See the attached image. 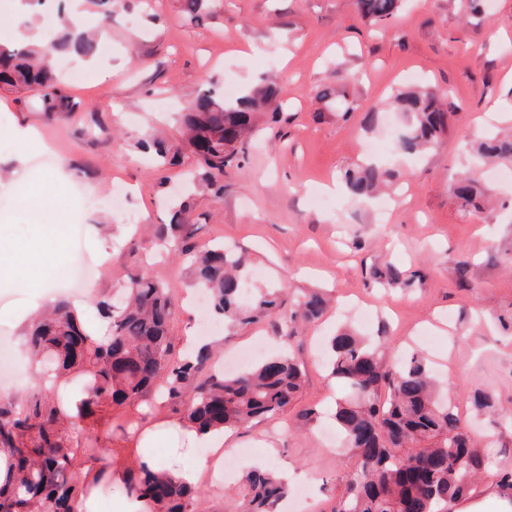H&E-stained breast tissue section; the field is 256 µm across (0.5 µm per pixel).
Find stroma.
Here are the masks:
<instances>
[{"mask_svg":"<svg viewBox=\"0 0 512 512\" xmlns=\"http://www.w3.org/2000/svg\"><path fill=\"white\" fill-rule=\"evenodd\" d=\"M126 3L108 22L83 9L82 25L101 29L112 51L90 64L68 58L69 72L91 75L65 84L73 112L50 121L37 93L0 90V196L11 200L0 207V238L15 245L12 262L0 266V336L27 359L24 330L37 295L29 279L51 283L56 269L75 258L97 266L83 293L69 297L81 302L87 328L101 323L100 302L146 269L179 301L171 335L195 336L191 271L160 246L171 234L162 202L199 168L174 110L200 89L218 95L225 84L243 90L270 77L280 92L278 120L258 116L261 139L245 163L225 172L223 197L196 192L187 222L194 242L221 243L245 259L249 295L278 287L289 305L319 290L330 305L322 320L297 323L291 335L277 319L219 327L213 363L261 339L266 354L289 353L305 372L294 408L241 429L238 445L250 454L239 471L263 458L290 486L309 488L307 512H331L345 496L353 457L327 443L322 430L347 392L319 360L324 338L344 325L366 336L385 332L390 352L426 354L483 441L489 470L512 463V422L495 424L470 404L474 392L484 391L512 410V332L495 322L512 311V163L480 177L493 209L467 212L449 191L468 165V136L512 126V0H484L470 19L464 0H407L387 26L362 20L356 0H207L197 21L178 0ZM327 84L344 88L354 111L320 108L316 91ZM424 86L451 104V128L439 148L406 156L394 147L400 116L375 106ZM18 127L33 128L55 159L49 169L29 157L28 169L54 173L70 204L67 223L55 232L66 253L55 254L43 227L29 223V185L10 175L20 161L12 137ZM154 137L180 155V165H155L142 147ZM370 155L395 173L391 190L372 201L342 190L330 194L327 206L310 205L313 191L340 183L346 169ZM118 187L128 198L115 207L110 197ZM463 261L469 268L462 276ZM388 263L417 274V282L374 281L370 268ZM303 408L313 412L305 424L296 419ZM175 418L159 398L103 406L83 419L73 440L96 441L103 463L114 467L148 455L162 460L171 439L145 449L136 437ZM196 486L195 512H228L240 483L204 468Z\"/></svg>","mask_w":512,"mask_h":512,"instance_id":"stroma-1","label":"stroma"}]
</instances>
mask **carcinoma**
I'll list each match as a JSON object with an SVG mask.
<instances>
[{"label":"carcinoma","mask_w":512,"mask_h":512,"mask_svg":"<svg viewBox=\"0 0 512 512\" xmlns=\"http://www.w3.org/2000/svg\"><path fill=\"white\" fill-rule=\"evenodd\" d=\"M91 2L106 19L125 8L124 0ZM402 6L403 0H357L361 17L378 25L392 21ZM98 50L96 34L67 26L56 31L51 43L0 46V83L14 90L43 91L45 115L55 118L72 111V105L56 87L48 57L75 53L92 59ZM278 98L277 86L267 81L233 101H219L202 89L184 108V145L204 168L205 185L214 197L223 195L225 169L240 166L248 157L257 132L255 113L277 116ZM316 98L343 103L348 112L354 109L338 87L326 86ZM385 107L406 117L395 143L402 153L436 149L450 129L447 103L430 89L399 91ZM471 151L477 162L511 161L512 132L477 141ZM387 176L374 165L343 173L346 187L357 197L376 191ZM452 192L462 208L480 209L482 194L472 174L461 175ZM179 239L177 248L187 256L195 282L209 292L213 311L224 320L249 324L277 317L288 326L323 315L326 300L316 291L303 295L287 315L275 289L244 304L241 259L222 245L189 246L187 233ZM372 277L390 285L408 281L407 273L395 266L375 268ZM175 308L174 297L143 270L130 277L123 298L112 302L111 334L105 342L89 338L64 299L31 325L27 345L33 357L50 358L52 371L60 376H85L84 413H68L45 392L21 409L0 405V450L9 454V476L0 482V512H77L74 465L80 455L96 459L97 450L89 443L70 446L67 427H77L92 407L144 400L161 389L177 406L181 420L206 430L244 426L291 408L304 384L298 364L275 356L228 375L209 368L207 347L177 355L169 334ZM381 348L382 342L349 330L330 340L329 375L350 392L336 403L334 419L357 460L349 472L347 495L332 512H450L448 506L470 497L478 487L484 471L482 448L451 401L436 395L423 357L387 365ZM241 484L243 498L233 512H277L289 492L270 468L247 472ZM124 486L149 512H192L195 489L167 473L142 465L127 472Z\"/></svg>","instance_id":"cac0c4a2"}]
</instances>
